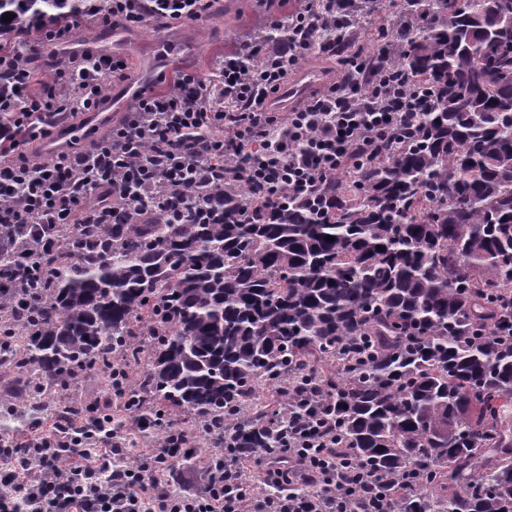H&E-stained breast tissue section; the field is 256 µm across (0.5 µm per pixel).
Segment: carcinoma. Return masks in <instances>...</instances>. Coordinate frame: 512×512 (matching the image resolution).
Listing matches in <instances>:
<instances>
[{
  "mask_svg": "<svg viewBox=\"0 0 512 512\" xmlns=\"http://www.w3.org/2000/svg\"><path fill=\"white\" fill-rule=\"evenodd\" d=\"M64 0H0L24 31ZM363 0L361 62L415 97L393 134L301 192L218 160L179 221L21 224L0 246V366L36 390L121 386L129 433L293 452L326 426L348 512H512V0ZM335 240L329 241L327 237ZM384 250H377V246Z\"/></svg>",
  "mask_w": 512,
  "mask_h": 512,
  "instance_id": "1",
  "label": "carcinoma"
}]
</instances>
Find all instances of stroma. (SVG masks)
<instances>
[{"instance_id": "obj_1", "label": "stroma", "mask_w": 512, "mask_h": 512, "mask_svg": "<svg viewBox=\"0 0 512 512\" xmlns=\"http://www.w3.org/2000/svg\"><path fill=\"white\" fill-rule=\"evenodd\" d=\"M267 18L259 0H212L206 15L183 22L152 21L131 32L122 53L127 62V83L139 82L147 67L162 62L164 75L154 85L155 91L165 92L171 87L178 72L190 70L210 74L224 57V46L236 35L253 34ZM168 48L170 56L160 60L161 48ZM51 400L35 403L9 380L0 381V437L14 438L9 427L14 418L35 414L30 433H38L53 420Z\"/></svg>"}]
</instances>
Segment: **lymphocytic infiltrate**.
<instances>
[{
    "label": "lymphocytic infiltrate",
    "instance_id": "f902f5d3",
    "mask_svg": "<svg viewBox=\"0 0 512 512\" xmlns=\"http://www.w3.org/2000/svg\"><path fill=\"white\" fill-rule=\"evenodd\" d=\"M82 2L83 16L102 28L132 31L153 20L199 19L211 0H111L106 11L100 0ZM339 2L309 0L305 12L289 21L287 41L266 53L257 75L245 76L229 57L211 75L178 74L175 91L131 103L92 148L63 151L40 164L27 156L25 144L49 137L69 116L105 105L108 86L124 81L127 63L121 54L93 48L57 59V50L72 41V25H36L20 57L0 55V230L13 224H103L115 210L164 209L172 192L200 183L219 155L246 160L243 177L272 190L283 179L308 187L344 165L364 117L351 93L333 85L286 115L269 109L289 67L309 54H335V42L317 35L335 27ZM34 62L52 71L37 94L28 91ZM282 118L288 136L271 149L287 159L284 167L254 153L255 143ZM125 445L124 434H112L103 445L90 428L70 423L22 447L0 439V462L36 475L21 492L0 479V512H344L332 495L247 493V469L230 457L221 488L175 494L152 480L157 456L143 458L134 469L113 468Z\"/></svg>",
    "mask_w": 512,
    "mask_h": 512
}]
</instances>
